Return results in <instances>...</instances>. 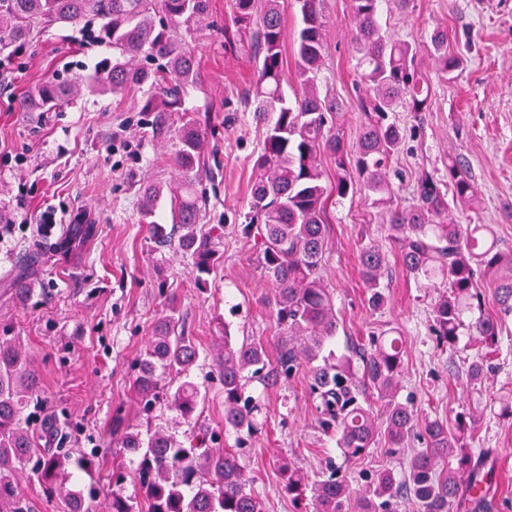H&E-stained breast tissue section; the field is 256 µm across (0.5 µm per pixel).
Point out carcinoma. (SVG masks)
I'll list each match as a JSON object with an SVG mask.
<instances>
[{
	"label": "carcinoma",
	"instance_id": "cac0c4a2",
	"mask_svg": "<svg viewBox=\"0 0 512 512\" xmlns=\"http://www.w3.org/2000/svg\"><path fill=\"white\" fill-rule=\"evenodd\" d=\"M323 2L299 0L302 27L296 38L293 81L300 92L289 102L282 93L288 82L283 2L233 0L239 28L259 24L262 60L248 102L258 115H273L256 160L259 174L251 185L244 231L252 242L256 268L274 290L280 337L279 359L272 363L262 339L236 343L229 325H224V354L218 360L224 382V428L241 437L255 430L258 406L246 394L247 377L276 382L291 377L302 364H311L310 392L318 400L321 423L336 430L345 458L366 456L381 437L391 454L400 453L416 437L425 447L410 456L401 472L379 469L363 484L335 466L311 481L283 461V487L293 504L309 492L313 512H399L404 503L413 504L414 512H460L494 471L487 458H473L466 441L476 414L459 413L456 431L451 432L437 417L419 419L412 403L399 399L405 340L395 328L370 333L353 356L343 354L331 361L324 355L339 328L333 295L320 275L324 215L332 194L346 198L364 190L380 195L377 203L388 213L390 238L402 267L418 281L439 282L446 288L433 308L437 345L456 348L465 329L484 348L468 368L470 384L478 388L491 368L490 356L499 350L503 318L512 314V251L500 247L487 225L460 224L449 217L451 205L468 206L476 196L472 175L457 157L448 158V180L425 174L418 179L412 205H394L389 166L403 133L393 112L403 105L412 112L425 111L431 86L417 62L419 47L382 33L377 19L381 0H350L357 21L355 44L370 97L368 123L355 145L345 147L335 130L336 100L321 95L317 84L326 27ZM208 10L209 0H0V38H5L6 46L21 49L39 25L81 26L89 21L98 22L99 38L112 46V60L85 79L51 78L20 106L49 112L85 89L118 95L148 84L153 95L145 110L175 111L186 86L199 77V63L185 39L206 19ZM430 44V55L441 71L449 74L459 67L461 58L448 51L447 28L435 29ZM176 135L180 148L173 164L181 180L170 189L179 229L175 246L193 260L199 273L197 287L205 288L218 255L212 236L198 230L207 201L198 189L207 173L201 123L188 119ZM326 152L336 158V180L329 187L323 184L321 170ZM350 154L351 167L345 162ZM163 191L155 184L144 188L140 200L144 217L154 216ZM92 236V225L72 224L55 249L67 253L75 242ZM359 265L367 306L379 311L387 303L381 283L386 255L374 243L363 242ZM466 313L471 315L467 323ZM177 324L172 315L157 322L132 389L145 411L163 392L183 418L197 421L202 394L187 376L197 364L199 350L193 337L177 331ZM172 372L186 380L175 387L164 383L162 375ZM39 385L26 345L17 337L0 336V512H33L19 491L25 466L33 459L36 472L50 485L71 465L82 471L96 465L93 457L73 458L37 447L22 413ZM489 407L512 417V391H502ZM120 444L140 456L136 479L147 512H262L231 448H211L204 440L187 446L159 431L144 440L131 429L122 434ZM96 493L92 485L70 488V512H89ZM110 512H139V508L114 492Z\"/></svg>",
	"mask_w": 512,
	"mask_h": 512
}]
</instances>
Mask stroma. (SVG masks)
<instances>
[{"label":"stroma","mask_w":512,"mask_h":512,"mask_svg":"<svg viewBox=\"0 0 512 512\" xmlns=\"http://www.w3.org/2000/svg\"><path fill=\"white\" fill-rule=\"evenodd\" d=\"M324 13L319 87L339 103L336 125L351 144L364 125L368 94L353 41L356 20L350 0H325ZM232 20L231 0H210L207 20L187 39L200 79L186 87L179 111L169 115L171 130L161 133L151 128L155 113L144 109L150 95L145 87L117 96L84 94L52 112L19 110L18 99L48 76L84 77L111 58V46L86 42L79 26L34 29L13 58L9 80L0 83V216L10 217L21 200L29 217L0 239V336L25 342L40 377L25 422L38 427L53 418L54 447L97 457L94 475L71 476L75 483L101 482L92 512H107L115 490L143 499L133 477L139 457L118 444L126 428L144 434L161 428L182 441L194 431L167 401L142 410L130 389L155 322L169 313L199 348L190 373L206 395L198 423L215 433L216 446L236 449L262 512H294L281 489L280 461L311 476L335 464L353 478L364 470L398 471L407 462L406 454H390L382 443L360 460L345 461L335 432L319 421L306 366L288 381L248 382L259 412L258 429L245 445L224 428L217 357L225 336L263 339L273 355L279 336L272 290L242 232L264 127L246 104L256 70L251 43L224 45V28ZM380 24L393 38L419 44L421 67L432 84L427 111L402 107L395 114L404 131L390 170L399 203L412 202L420 175L445 178L449 157H463L477 195L470 207L453 210V217L493 225L501 247L512 250V217L505 211L512 204V0H411L404 10L385 0ZM437 26L447 27L450 49L464 58L449 74L429 54ZM187 117L200 120L209 146L203 182L209 210L201 229L223 227L218 266L204 290L196 286L192 259L160 246L140 211L146 185L176 181L172 158L179 142L172 129ZM119 132L130 137L133 150L114 143ZM20 153L25 162L13 163ZM47 210L55 211L57 224L46 235L38 221ZM84 218L95 224L94 238L71 253L54 252L53 243ZM387 219L385 208L362 192L328 201L321 275L341 322L331 348L341 355L371 331L398 328L405 338L401 397L411 398L423 415L451 423L474 399L466 371L480 346L469 336L452 351L437 346L431 328L438 291L403 270ZM363 240L388 255L387 304L377 312L364 302L358 260ZM25 277L32 293L22 302L15 288ZM470 446L496 464L491 512H512V419L484 412Z\"/></svg>","instance_id":"obj_1"}]
</instances>
